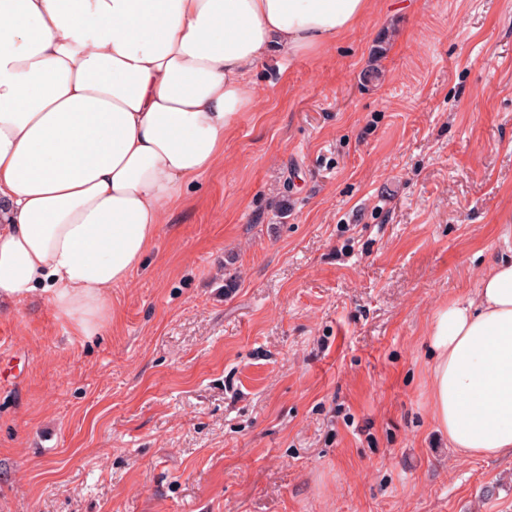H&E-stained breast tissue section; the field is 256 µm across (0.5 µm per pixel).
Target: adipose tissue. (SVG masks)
Masks as SVG:
<instances>
[{
	"mask_svg": "<svg viewBox=\"0 0 512 512\" xmlns=\"http://www.w3.org/2000/svg\"><path fill=\"white\" fill-rule=\"evenodd\" d=\"M374 0H0V303L91 336L167 207L224 154L272 51L336 45ZM440 307L430 404L464 457L512 453V226Z\"/></svg>",
	"mask_w": 512,
	"mask_h": 512,
	"instance_id": "obj_1",
	"label": "adipose tissue"
}]
</instances>
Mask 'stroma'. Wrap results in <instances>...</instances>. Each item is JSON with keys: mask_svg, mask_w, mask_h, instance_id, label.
Listing matches in <instances>:
<instances>
[{"mask_svg": "<svg viewBox=\"0 0 512 512\" xmlns=\"http://www.w3.org/2000/svg\"><path fill=\"white\" fill-rule=\"evenodd\" d=\"M251 80L111 323L0 312V512H512L427 346L512 216V0H375Z\"/></svg>", "mask_w": 512, "mask_h": 512, "instance_id": "1", "label": "stroma"}]
</instances>
